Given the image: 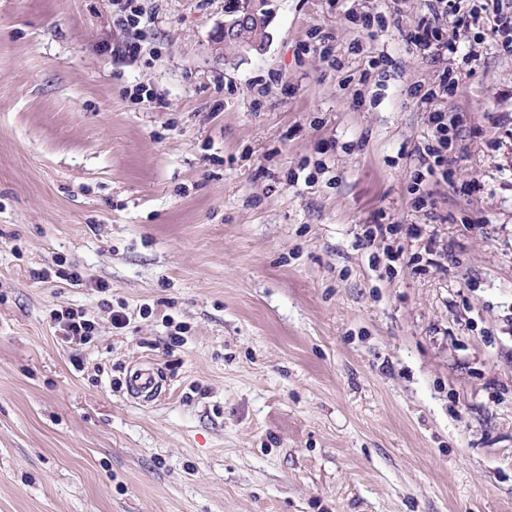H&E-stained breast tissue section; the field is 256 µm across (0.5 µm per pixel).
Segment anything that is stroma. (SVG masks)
<instances>
[{
  "label": "stroma",
  "mask_w": 512,
  "mask_h": 512,
  "mask_svg": "<svg viewBox=\"0 0 512 512\" xmlns=\"http://www.w3.org/2000/svg\"><path fill=\"white\" fill-rule=\"evenodd\" d=\"M139 2L0 0V512H512V56L422 57L424 0H270L228 64L224 0ZM416 85L463 122L429 212ZM53 320L59 324L64 336L72 339H79L88 343L94 335L93 323L85 318L81 311L73 309L62 310L61 313H54ZM129 385L136 394L152 397L159 388V381L153 368L146 364L133 372Z\"/></svg>",
  "instance_id": "1"
}]
</instances>
